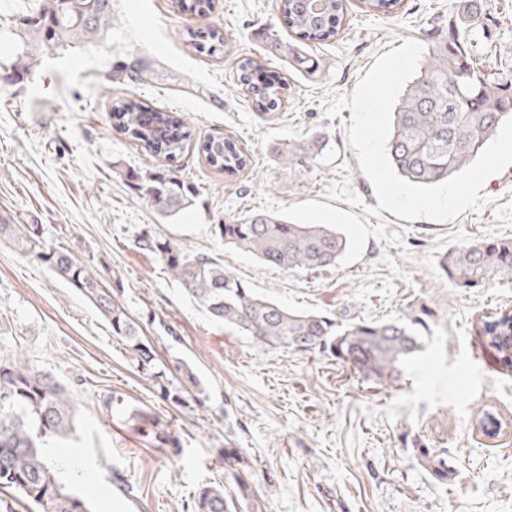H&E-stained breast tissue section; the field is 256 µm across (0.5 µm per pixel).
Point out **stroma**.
<instances>
[{
  "instance_id": "obj_1",
  "label": "stroma",
  "mask_w": 512,
  "mask_h": 512,
  "mask_svg": "<svg viewBox=\"0 0 512 512\" xmlns=\"http://www.w3.org/2000/svg\"><path fill=\"white\" fill-rule=\"evenodd\" d=\"M480 26L484 69L512 74V0ZM468 0H401L398 16L375 17L346 0L341 30L310 48V75L289 65L276 41L294 40L277 0H219L212 27L226 39L207 56L188 43L199 24L171 0H112V24L82 47L45 48L25 76L0 71V217L36 224L46 242L69 248L112 286L157 350L153 373L139 370L106 318L47 264L0 242V358L23 349L54 375L79 411L69 438L44 450L68 493L91 512H192L200 491L223 486L235 512H512V372L499 370L475 334L480 316L512 307V284L460 288L441 271L448 250L477 238H512V166L481 190L488 206L450 222L409 221L383 212L345 128L352 112L326 113L329 92L352 94L376 56L413 39L423 47L470 12ZM261 55L272 81L287 82L282 106L265 121L239 85V60ZM116 74L114 82L100 75ZM123 95L182 113L198 138L237 141L244 171L209 165L197 147L179 162L196 196L172 218L139 199L127 172L161 170L112 117ZM320 142L316 158L286 163L281 148ZM319 201L386 220L402 245L368 238L345 267L283 271L225 248L213 232L225 215L259 209L262 198ZM219 259L260 294L296 312L344 322L395 320L427 309L422 348L398 380L362 379L320 353L268 349L214 322L151 253L141 234ZM182 393L179 402L163 390ZM160 418L175 446H159L141 423ZM494 414L497 436L479 420ZM444 454L454 471L434 480L417 450ZM236 451L250 488L224 463ZM132 493H123L118 478Z\"/></svg>"
}]
</instances>
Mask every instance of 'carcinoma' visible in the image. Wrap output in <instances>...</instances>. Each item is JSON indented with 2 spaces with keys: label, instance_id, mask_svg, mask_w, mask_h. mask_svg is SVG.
<instances>
[{
  "label": "carcinoma",
  "instance_id": "carcinoma-1",
  "mask_svg": "<svg viewBox=\"0 0 512 512\" xmlns=\"http://www.w3.org/2000/svg\"><path fill=\"white\" fill-rule=\"evenodd\" d=\"M345 0H280L279 8L288 28L299 38L326 42L339 34ZM401 0H362L375 15L396 13ZM173 7L187 5L172 0ZM189 9L206 20L216 8L215 0H193ZM112 23V0H42L25 15L18 32L21 53L14 63L28 72L39 64L44 47L61 51L91 42ZM199 52L224 50V34L210 26L188 32ZM469 24H448V35L433 42L418 73L410 81L392 114L387 150L395 171L403 179L423 185L441 183L467 166L481 153L502 123L512 117V77L489 73L471 58ZM279 50L291 56L307 73L319 63L297 52L292 44ZM263 58L238 62L240 85L247 91L259 116L270 115L280 104V86L263 78ZM113 118L128 137L141 147L173 163L194 140V130L177 112L150 107L136 99L116 96ZM318 143L303 142L281 151L285 160L316 156ZM206 161L229 172L246 168L250 159L237 142L210 137L199 145ZM176 167L154 172L147 179H132L161 217L178 215L189 207L195 189L175 175ZM224 246L255 255L283 270L332 268L347 249V238L325 225L295 224L263 211L230 215L214 225ZM8 238L21 251L47 263L57 275L80 290L105 315L112 335L125 342L142 370L153 366L157 351L140 334L114 292L104 288L73 253L41 239L37 224L0 221V238ZM140 248L153 253L169 274L181 283L210 318L224 327L267 348L296 352L329 353L359 372L364 379L392 382L402 367L420 350L419 327L425 320H358L344 323L317 312L298 313L256 292L213 258L184 252L168 238L143 234ZM441 270L460 288H477L492 279L512 282V239H483L451 249L440 260ZM480 345L496 351L499 364L512 372V309L482 316L475 324ZM76 409L67 389L51 374L38 370L21 355L0 361V490L18 492L38 512H89L85 502L63 492L55 469L47 461L46 438H63L74 428ZM133 418L155 428L159 445H173L161 421L140 411ZM427 469L446 483L453 470L448 461L426 448L420 449ZM193 512H228L221 488L200 490Z\"/></svg>",
  "mask_w": 512,
  "mask_h": 512
}]
</instances>
